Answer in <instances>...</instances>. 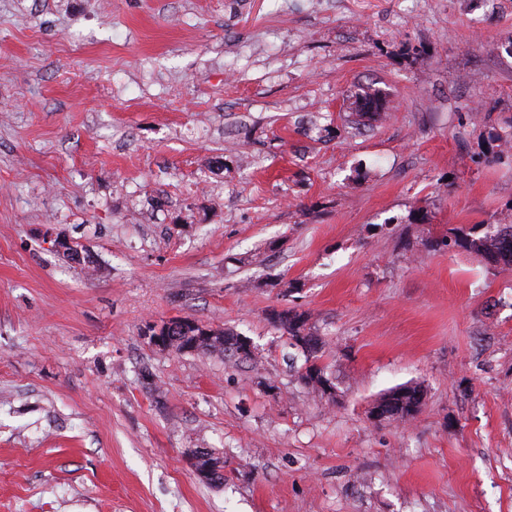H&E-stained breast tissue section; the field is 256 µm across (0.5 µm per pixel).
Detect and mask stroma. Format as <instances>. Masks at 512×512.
I'll return each mask as SVG.
<instances>
[{
	"label": "stroma",
	"instance_id": "stroma-1",
	"mask_svg": "<svg viewBox=\"0 0 512 512\" xmlns=\"http://www.w3.org/2000/svg\"><path fill=\"white\" fill-rule=\"evenodd\" d=\"M509 138L512 0H0V512H512ZM455 244L469 248L488 257L496 263L502 262L503 269L512 268V225H500L494 231H486L483 236L465 235L454 241ZM305 321V314L293 313L290 310L278 313L273 319V322L282 327L288 333L291 340L297 343L296 345L292 343V345L300 347L305 355V370L300 374L301 381L311 391L324 395L327 389H331L332 386L334 387V384L327 376L326 366L319 363L321 358V356L317 355L321 350V347L318 348L319 339L317 336L315 338L312 334H309L310 336L302 334ZM215 329L213 327L202 324L190 318H178L169 322H165L162 325H153L148 332L150 342L161 351H167L172 343V336L174 331H182L190 337L192 340L186 342L183 345L182 352H194L197 345L204 339L211 338V334ZM417 394L421 397L417 398ZM420 386L403 385L393 388L379 397L386 413L384 419H403L413 416L419 410L420 400L423 399Z\"/></svg>",
	"mask_w": 512,
	"mask_h": 512
}]
</instances>
